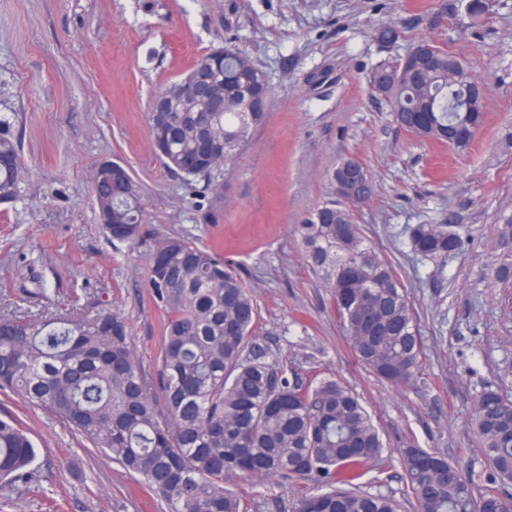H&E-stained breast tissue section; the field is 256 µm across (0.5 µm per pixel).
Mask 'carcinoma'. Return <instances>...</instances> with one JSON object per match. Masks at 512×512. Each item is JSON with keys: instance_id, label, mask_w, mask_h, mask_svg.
<instances>
[{"instance_id": "obj_1", "label": "carcinoma", "mask_w": 512, "mask_h": 512, "mask_svg": "<svg viewBox=\"0 0 512 512\" xmlns=\"http://www.w3.org/2000/svg\"><path fill=\"white\" fill-rule=\"evenodd\" d=\"M414 49L425 70L399 64L386 99L403 127L443 141L448 129L468 146L483 124L476 78L455 52L432 41ZM211 65L222 76L224 109L183 112L150 106L148 123L160 161L189 186L234 159L267 118L268 81L251 59L223 48ZM219 151L201 152L198 134ZM298 225L306 262L331 295L357 359L397 386L416 382L421 337L406 289L366 241L354 210L359 199L338 187ZM22 161L11 121L0 117V198L19 194ZM104 231L131 245L148 234L133 177L94 193ZM496 278L512 280V217L498 225ZM412 251L446 262L465 240L453 224L406 228ZM152 299L164 313L157 368L140 365L127 319L102 308L0 314V390L41 409L110 456L163 501L167 512H250L232 487L238 476L281 475L303 483L293 512H399L391 493L362 489L385 445L362 400L332 377L303 379L256 343L259 316L250 287L215 251L183 236L147 255ZM471 424L491 469L476 491L472 475L440 452L409 444L398 452L421 512H512V399L485 386ZM36 449L24 424L0 415V490L28 481Z\"/></svg>"}]
</instances>
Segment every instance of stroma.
Returning a JSON list of instances; mask_svg holds the SVG:
<instances>
[{
    "instance_id": "35a3bbf8",
    "label": "stroma",
    "mask_w": 512,
    "mask_h": 512,
    "mask_svg": "<svg viewBox=\"0 0 512 512\" xmlns=\"http://www.w3.org/2000/svg\"><path fill=\"white\" fill-rule=\"evenodd\" d=\"M399 36L383 42L381 27ZM429 40L466 59L487 86L485 121L467 150L418 139L376 97L373 74ZM231 45L268 78L271 105L249 147L211 181L186 186L157 158L151 98L211 49ZM0 115L20 141L15 202L0 204V313L78 303L126 317L145 368L163 314L145 257L160 239H196L252 287L258 343L302 377L331 376L365 403L389 449H435L488 485L469 423L484 385L512 398V282L494 269L497 224L512 216V0H0ZM368 169L356 212L414 306L422 338L416 383L395 386L355 357L331 297L308 267L297 226L322 201L335 164ZM106 161L140 187L137 246L110 240L92 196ZM221 208L203 223L201 203ZM411 224H458L447 264L411 250ZM36 445L31 478L0 512H163L121 465L46 412L0 393ZM297 484L238 480L256 512H292Z\"/></svg>"
}]
</instances>
